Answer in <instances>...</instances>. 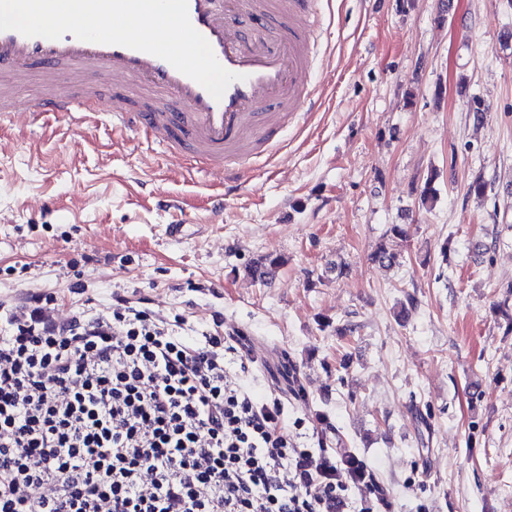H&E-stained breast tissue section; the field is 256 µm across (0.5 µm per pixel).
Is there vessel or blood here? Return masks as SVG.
I'll return each mask as SVG.
<instances>
[{
    "label": "vessel or blood",
    "mask_w": 512,
    "mask_h": 512,
    "mask_svg": "<svg viewBox=\"0 0 512 512\" xmlns=\"http://www.w3.org/2000/svg\"><path fill=\"white\" fill-rule=\"evenodd\" d=\"M317 0H188L193 27L236 81L221 99L152 54L116 44L27 37L0 31V120L48 113L82 126L105 108L112 126L141 131L172 156H187L225 176L231 190L248 180L247 161L265 154L289 122L312 108L306 94L315 51ZM43 86L22 110L16 87L29 75ZM77 80L82 93L63 91Z\"/></svg>",
    "instance_id": "b4317fda"
}]
</instances>
